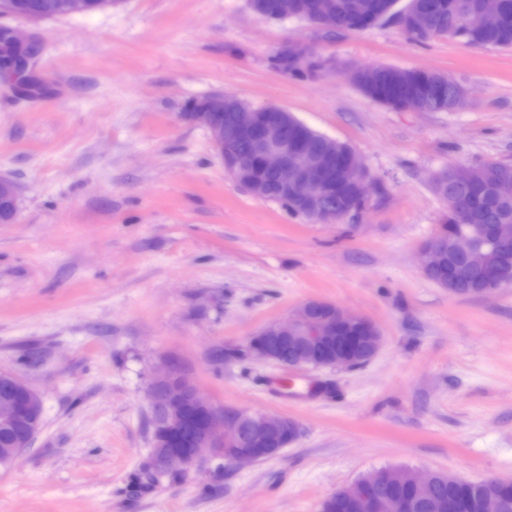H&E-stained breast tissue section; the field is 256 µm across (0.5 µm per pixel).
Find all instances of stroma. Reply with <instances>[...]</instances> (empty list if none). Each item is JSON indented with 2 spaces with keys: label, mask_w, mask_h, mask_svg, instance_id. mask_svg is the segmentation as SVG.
<instances>
[{
  "label": "stroma",
  "mask_w": 512,
  "mask_h": 512,
  "mask_svg": "<svg viewBox=\"0 0 512 512\" xmlns=\"http://www.w3.org/2000/svg\"><path fill=\"white\" fill-rule=\"evenodd\" d=\"M0 27L38 33L28 88L0 72V371L43 421L0 468V512H319L383 468L512 478V288L459 296L417 255L446 211L434 173L512 162V48L420 43L387 23L327 39L249 0H118ZM306 44L323 70L272 57ZM437 70L470 92L452 112H401L348 70ZM230 94L279 106L347 144L376 185L358 220L316 224L239 188L183 114ZM324 300L382 343L353 369L288 371L246 356L266 324ZM217 408L299 426L280 454L149 475L150 384L166 360Z\"/></svg>",
  "instance_id": "stroma-1"
}]
</instances>
